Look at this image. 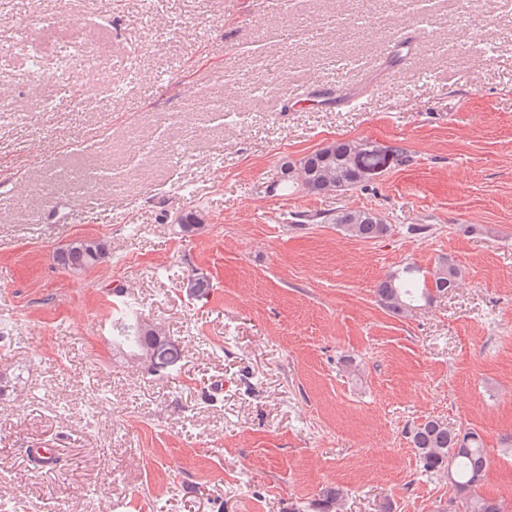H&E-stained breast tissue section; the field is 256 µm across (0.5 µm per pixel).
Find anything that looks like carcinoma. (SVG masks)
I'll list each match as a JSON object with an SVG mask.
<instances>
[{
    "label": "carcinoma",
    "mask_w": 512,
    "mask_h": 512,
    "mask_svg": "<svg viewBox=\"0 0 512 512\" xmlns=\"http://www.w3.org/2000/svg\"><path fill=\"white\" fill-rule=\"evenodd\" d=\"M390 159L404 165L410 162L409 152L402 145H393L379 154H369L362 150L359 140L336 141L299 160L282 162V176L274 180V187L315 195L350 191L364 186L369 177L367 171L383 168ZM295 218L300 223L334 224L344 235L361 241L375 240L392 231L391 225L368 208H341L330 216L298 213ZM177 224L182 235L189 237L200 230L202 219L198 212L190 210L178 218ZM107 257L106 242L93 237L74 238L54 253L59 266L73 271L92 268ZM460 276L461 270L449 257L438 259L425 270L407 264L381 279L375 295L387 311L402 315L421 304H431L436 295L455 287ZM112 330L120 344L133 349V360L150 375L161 373L180 358L156 324L144 320L131 323L120 315L114 319ZM21 392L19 377L1 371L0 396ZM409 439L424 470L448 475L452 492L448 512H507L502 502L475 492L489 465L486 448L475 430H450L441 420L432 418L413 427Z\"/></svg>",
    "instance_id": "cac0c4a2"
}]
</instances>
